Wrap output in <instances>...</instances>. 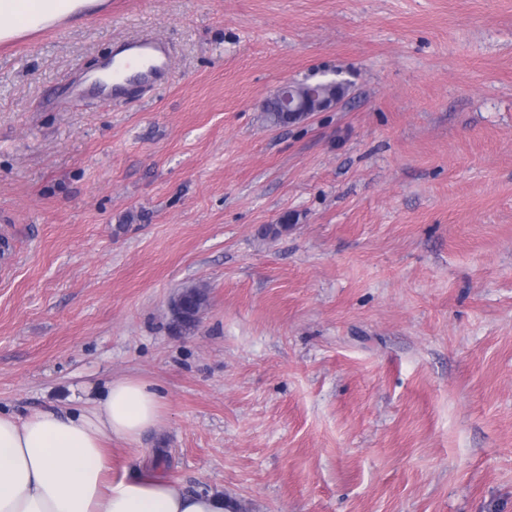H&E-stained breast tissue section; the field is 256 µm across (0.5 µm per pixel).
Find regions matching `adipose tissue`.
<instances>
[{
    "instance_id": "1",
    "label": "adipose tissue",
    "mask_w": 512,
    "mask_h": 512,
    "mask_svg": "<svg viewBox=\"0 0 512 512\" xmlns=\"http://www.w3.org/2000/svg\"><path fill=\"white\" fill-rule=\"evenodd\" d=\"M57 0H0V21L37 28ZM163 397L136 378L109 382L93 410L0 412V512H230L223 496L186 493L159 475L112 478V439L138 442L162 423Z\"/></svg>"
}]
</instances>
